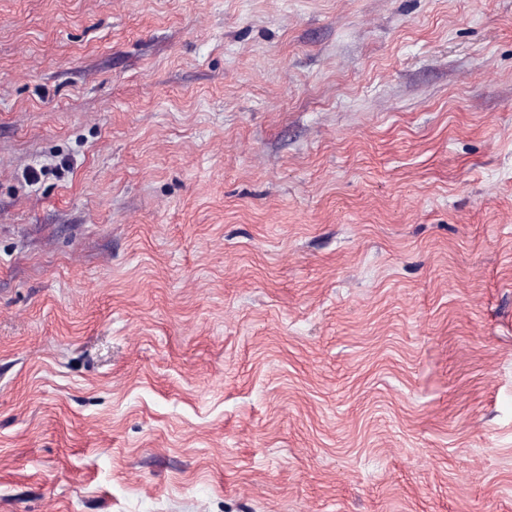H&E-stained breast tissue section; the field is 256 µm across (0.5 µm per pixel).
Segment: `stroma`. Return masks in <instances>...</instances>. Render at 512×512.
<instances>
[{
    "mask_svg": "<svg viewBox=\"0 0 512 512\" xmlns=\"http://www.w3.org/2000/svg\"><path fill=\"white\" fill-rule=\"evenodd\" d=\"M512 512V0H0V512Z\"/></svg>",
    "mask_w": 512,
    "mask_h": 512,
    "instance_id": "35a3bbf8",
    "label": "stroma"
}]
</instances>
